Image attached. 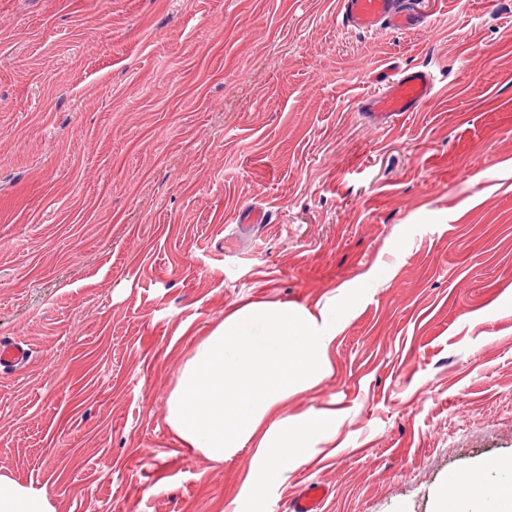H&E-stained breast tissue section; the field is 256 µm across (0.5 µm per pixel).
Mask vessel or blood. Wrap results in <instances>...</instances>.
Here are the masks:
<instances>
[{
  "label": "vessel or blood",
  "mask_w": 512,
  "mask_h": 512,
  "mask_svg": "<svg viewBox=\"0 0 512 512\" xmlns=\"http://www.w3.org/2000/svg\"><path fill=\"white\" fill-rule=\"evenodd\" d=\"M336 21L344 28L374 31H417L428 25L426 13L414 0H336ZM434 93V82L428 72L402 68L386 81L382 91L362 102L364 111L382 121L404 112L414 111ZM28 360V351L16 342L0 343V365L20 367ZM326 496L324 488L304 486L292 502L291 512H321Z\"/></svg>",
  "instance_id": "1"
}]
</instances>
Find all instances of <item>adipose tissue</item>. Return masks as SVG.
<instances>
[{
	"label": "adipose tissue",
	"mask_w": 512,
	"mask_h": 512,
	"mask_svg": "<svg viewBox=\"0 0 512 512\" xmlns=\"http://www.w3.org/2000/svg\"><path fill=\"white\" fill-rule=\"evenodd\" d=\"M336 314L283 302H247L197 345L167 400V423L189 450L221 463L244 448L253 467L243 499L263 498L274 482L309 458L314 437L333 414L281 415L290 395L330 369ZM0 512H56L48 495L0 475ZM435 512H512V459L491 460L481 474L449 476Z\"/></svg>",
	"instance_id": "obj_1"
}]
</instances>
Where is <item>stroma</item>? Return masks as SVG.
Returning a JSON list of instances; mask_svg holds the SVG:
<instances>
[{
    "mask_svg": "<svg viewBox=\"0 0 512 512\" xmlns=\"http://www.w3.org/2000/svg\"><path fill=\"white\" fill-rule=\"evenodd\" d=\"M343 30L335 0H0V474L56 512H235L252 451L185 448L167 399L244 301L345 306L335 413L247 512H433L512 456V0ZM417 111L361 102L384 64ZM260 206L272 221L242 229ZM394 75L395 78L385 80L380 93L362 101L364 112H369L377 121L404 112H414L434 93L433 79L424 70L402 68ZM28 360V350L17 342L0 343V365L21 367ZM327 492L321 486H304L292 502V512H320Z\"/></svg>",
    "mask_w": 512,
    "mask_h": 512,
    "instance_id": "stroma-1",
    "label": "stroma"
}]
</instances>
